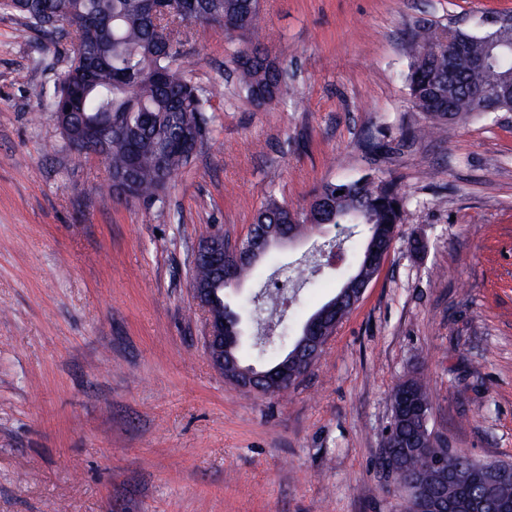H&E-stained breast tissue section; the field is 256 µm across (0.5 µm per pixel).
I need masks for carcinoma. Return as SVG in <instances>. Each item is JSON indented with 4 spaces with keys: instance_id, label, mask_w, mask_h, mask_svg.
Returning <instances> with one entry per match:
<instances>
[{
    "instance_id": "cac0c4a2",
    "label": "carcinoma",
    "mask_w": 512,
    "mask_h": 512,
    "mask_svg": "<svg viewBox=\"0 0 512 512\" xmlns=\"http://www.w3.org/2000/svg\"><path fill=\"white\" fill-rule=\"evenodd\" d=\"M146 0H0V9L18 14L30 28L65 39L70 62L48 98L50 116L66 114L64 145L74 159L103 158L112 174V193L150 205L164 203L174 177L196 156L193 147H177L182 133L206 130L207 112L224 86L197 85L181 47L196 23L217 24L227 39L238 44L234 63L239 88L250 102L267 106L294 95L288 68L250 41L260 14L259 0H216L215 18L206 13L186 16L168 0L166 11L155 16ZM482 56L481 68L458 69L448 61L446 43ZM408 59L405 83L412 108L421 121L403 133L401 145L439 139L448 125L480 115L471 96L473 87L511 91L497 101V111L512 112V39L493 29L471 31L452 23L439 26L418 20L406 37ZM96 65V82L84 86V71ZM101 129L95 140L81 138L88 123ZM363 149L387 155L384 140L369 134ZM407 197L396 182L379 169L347 181H327L312 196L308 208L290 212L288 204L268 195L253 223L283 227L305 236L321 224H345V242L359 256L352 272L340 276L330 298L334 307L325 323L339 326L353 311V279L374 280L378 268L363 263L369 244L381 258L391 250L404 223ZM218 278L211 264L193 266V280ZM391 409L387 466L395 471L401 490L415 482L429 493L448 499L454 512H512V480L498 481L486 462L471 459L448 446L431 423L428 382L420 372L402 379L390 395Z\"/></svg>"
}]
</instances>
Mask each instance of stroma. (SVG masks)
Returning a JSON list of instances; mask_svg holds the SVG:
<instances>
[{
    "label": "stroma",
    "mask_w": 512,
    "mask_h": 512,
    "mask_svg": "<svg viewBox=\"0 0 512 512\" xmlns=\"http://www.w3.org/2000/svg\"><path fill=\"white\" fill-rule=\"evenodd\" d=\"M512 12V0H261L252 41L287 66L288 103L258 108L232 80L222 28L183 48L198 85L224 86L193 164L164 204L113 196L104 161L79 163L44 103L69 46L0 11V512H405L384 478L389 395L430 382L450 447L512 462V112L449 126L384 167L408 198L377 278L311 373L280 395L211 365L191 291L206 236L245 238L268 194L306 208L370 166L367 134L419 122L403 40ZM337 230L272 251L233 306L252 313L251 362L287 351L337 288L330 268L255 310L278 266Z\"/></svg>",
    "instance_id": "stroma-1"
}]
</instances>
